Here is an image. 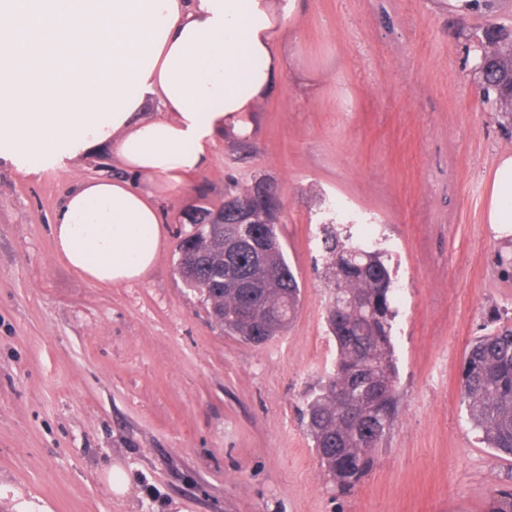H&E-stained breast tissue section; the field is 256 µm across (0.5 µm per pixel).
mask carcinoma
<instances>
[{
  "instance_id": "obj_1",
  "label": "carcinoma",
  "mask_w": 512,
  "mask_h": 512,
  "mask_svg": "<svg viewBox=\"0 0 512 512\" xmlns=\"http://www.w3.org/2000/svg\"><path fill=\"white\" fill-rule=\"evenodd\" d=\"M478 52L491 60L478 71L496 111L512 122V32L502 28L480 41ZM225 189L253 216V234L239 251L224 248L235 217L224 203L201 207L224 222L204 224L190 217L191 230L178 247L179 277L204 297L224 330L254 346L282 335L301 303V288L284 249L266 245L278 238L281 209L271 207L257 187ZM328 293L325 322L336 342V360L305 395L301 422L313 442L320 467L340 493L356 487L390 433L400 404L392 346L397 316L396 288L386 251L352 240L339 225H323L317 238ZM281 315L275 328L261 325L250 310ZM461 395L473 430L487 447L512 455V328L479 337L465 358ZM487 512H512V489L499 491Z\"/></svg>"
}]
</instances>
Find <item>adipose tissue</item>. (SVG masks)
I'll return each mask as SVG.
<instances>
[{
	"instance_id": "obj_1",
	"label": "adipose tissue",
	"mask_w": 512,
	"mask_h": 512,
	"mask_svg": "<svg viewBox=\"0 0 512 512\" xmlns=\"http://www.w3.org/2000/svg\"><path fill=\"white\" fill-rule=\"evenodd\" d=\"M288 15L287 0H0L8 158L108 150L123 169L77 180L57 208L54 248L71 269L104 287L144 278L164 240L160 199L202 170L217 134L252 135L285 67ZM486 222L512 238V155Z\"/></svg>"
}]
</instances>
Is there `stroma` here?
<instances>
[{
	"mask_svg": "<svg viewBox=\"0 0 512 512\" xmlns=\"http://www.w3.org/2000/svg\"><path fill=\"white\" fill-rule=\"evenodd\" d=\"M512 30V0H294L284 72L256 132L215 138L165 196L164 243L140 281L96 286L59 260L50 224L75 181L118 175L95 152L40 166L0 158V512H486L512 456L486 448L461 402L474 341L512 325V240L486 222L512 127L487 102L474 38ZM39 172H32V165ZM270 182L301 286L288 331L226 333L176 272L187 217L224 188ZM393 242L399 413L357 486L324 476L298 412L330 369L316 229ZM120 465L130 489L108 494Z\"/></svg>",
	"mask_w": 512,
	"mask_h": 512,
	"instance_id": "stroma-1",
	"label": "stroma"
}]
</instances>
